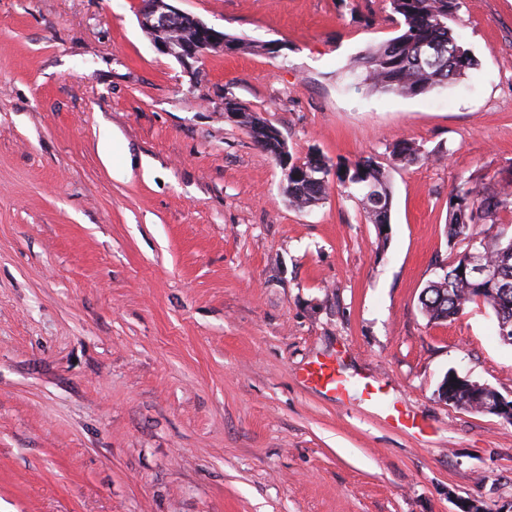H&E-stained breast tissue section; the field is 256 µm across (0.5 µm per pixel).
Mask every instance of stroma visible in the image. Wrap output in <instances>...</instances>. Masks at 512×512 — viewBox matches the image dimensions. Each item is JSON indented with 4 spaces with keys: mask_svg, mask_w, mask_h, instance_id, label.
I'll list each match as a JSON object with an SVG mask.
<instances>
[{
    "mask_svg": "<svg viewBox=\"0 0 512 512\" xmlns=\"http://www.w3.org/2000/svg\"><path fill=\"white\" fill-rule=\"evenodd\" d=\"M172 4L258 50L197 80L138 0H0V512H512V423L437 396L511 395L512 346L418 303L453 184L512 180V0H461L476 65L419 97L346 73L389 0ZM228 97L293 156L388 164L387 231L337 186L291 207ZM391 154L393 161L398 165H409L423 159L420 149L408 139L396 141L392 146ZM307 377L311 383L322 385L336 393L342 394L346 391L345 380L336 373L333 364L319 363L308 372ZM466 384L473 392L470 404L459 405L457 407L466 410H476L480 413L491 414L500 417L508 422H512V395L510 400L505 398L500 392L478 382L473 383L468 377L460 376L456 371L447 373L440 383L438 398L444 403L448 402V395L454 385Z\"/></svg>",
    "mask_w": 512,
    "mask_h": 512,
    "instance_id": "35a3bbf8",
    "label": "stroma"
}]
</instances>
